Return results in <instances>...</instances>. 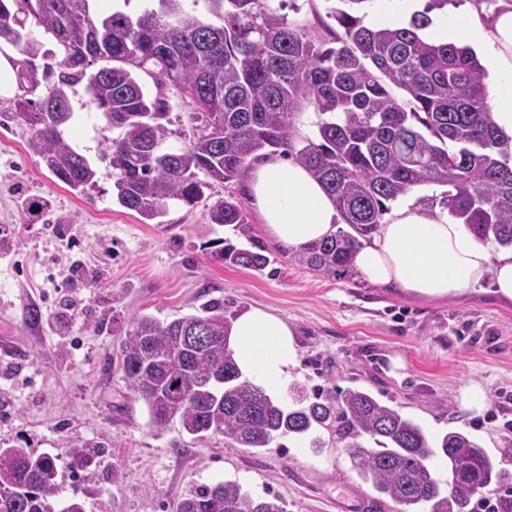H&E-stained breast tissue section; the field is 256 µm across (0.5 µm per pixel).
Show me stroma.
<instances>
[{
    "label": "stroma",
    "instance_id": "35a3bbf8",
    "mask_svg": "<svg viewBox=\"0 0 512 512\" xmlns=\"http://www.w3.org/2000/svg\"><path fill=\"white\" fill-rule=\"evenodd\" d=\"M289 24L319 40L329 0H270ZM169 143L185 144L193 109L172 86ZM72 141L96 166L95 185L76 195L27 147L28 125L0 96V336L27 353L15 375L0 373V445L48 453L61 467L60 499L86 512H175L193 488L225 479L256 497H278L286 512H395L352 470L336 437L320 445L283 436L259 450L230 448L223 437L191 440L178 427L153 432L141 401L117 364L121 328L137 313L171 320L223 301L228 317L249 307L280 316L293 331L299 365L292 382L306 389H369L433 436L462 430L496 457L498 496L512 490V303L488 290L442 301L408 298L374 286L355 271L329 277L301 265L270 241L254 211L240 227L210 223L208 210L244 181L215 184L195 207H170L164 223L146 224L112 199L103 156L110 132L93 117L83 85L70 93ZM43 201L31 213L25 201ZM263 250L259 271L224 265L222 244ZM38 311V320L27 318ZM483 397L468 408L465 391ZM104 444L96 473L69 468L84 443Z\"/></svg>",
    "mask_w": 512,
    "mask_h": 512
}]
</instances>
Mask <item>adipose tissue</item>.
<instances>
[{"instance_id":"obj_1","label":"adipose tissue","mask_w":512,"mask_h":512,"mask_svg":"<svg viewBox=\"0 0 512 512\" xmlns=\"http://www.w3.org/2000/svg\"><path fill=\"white\" fill-rule=\"evenodd\" d=\"M436 36L469 46L481 59L492 119L512 137V0H500L492 13L473 5L462 14L441 15ZM247 199L268 236L288 249L332 235L340 219L306 168L275 157L253 163ZM353 266L374 285L422 300L462 295L486 282L497 297L512 302V248L491 251L447 212L423 209L412 200L362 239ZM230 346L243 375L268 389L284 385L299 359L287 324L258 307L234 319Z\"/></svg>"}]
</instances>
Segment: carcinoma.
I'll list each match as a JSON object with an SVG mask.
<instances>
[{"label":"carcinoma","instance_id":"carcinoma-1","mask_svg":"<svg viewBox=\"0 0 512 512\" xmlns=\"http://www.w3.org/2000/svg\"><path fill=\"white\" fill-rule=\"evenodd\" d=\"M94 0H0V52L13 64L14 114L30 125L28 148L79 193L97 171L67 135L75 112L69 91L86 82L88 104L110 129L104 156L113 196L150 224L172 204L194 208L213 183L238 180L248 160L278 152L305 166L336 202L352 232L303 247L296 260L336 277L351 267L358 236L381 223L386 202L420 185L444 188L438 204L478 239L512 247V140L493 123L485 68L471 49L435 44L421 31L448 0H429L404 27H368L358 13L373 0H339L333 45L289 26L267 0H146L93 15ZM51 42L53 48L46 47ZM51 62H46V59ZM172 84L200 125L188 144L167 143L169 104L151 94ZM407 100L397 99L392 88ZM319 116L299 137L305 106ZM213 224L245 223L230 193L208 211ZM218 259L261 270L268 257L228 244ZM203 325V343L187 339ZM232 319L210 300L170 321L135 314L119 345L129 390L162 433L173 423L192 439L220 435L232 448H266L284 436L336 428L352 469L389 498L396 512H472L471 487L500 483L497 462L466 432L432 438L413 419L362 388L274 399L242 373L230 348ZM107 452L76 447L71 468L91 475ZM447 462L442 481L433 460ZM60 465L48 453L0 448V512H85L72 498L55 510ZM176 512H286L277 497H254L234 480L201 485Z\"/></svg>","mask_w":512,"mask_h":512}]
</instances>
